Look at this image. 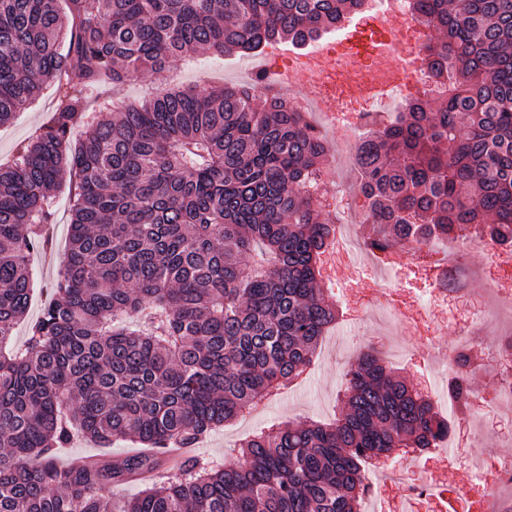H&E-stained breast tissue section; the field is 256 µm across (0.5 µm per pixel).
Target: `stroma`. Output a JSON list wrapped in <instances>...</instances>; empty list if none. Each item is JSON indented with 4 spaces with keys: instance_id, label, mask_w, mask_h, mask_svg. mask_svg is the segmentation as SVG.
Instances as JSON below:
<instances>
[{
    "instance_id": "obj_1",
    "label": "stroma",
    "mask_w": 512,
    "mask_h": 512,
    "mask_svg": "<svg viewBox=\"0 0 512 512\" xmlns=\"http://www.w3.org/2000/svg\"><path fill=\"white\" fill-rule=\"evenodd\" d=\"M266 50L247 56H219L200 52L188 60L173 62L169 68L170 83L184 88H215L224 85L250 86L256 101L276 92L272 83L257 82L253 71L272 64ZM56 104L53 89H46L34 104L20 109L16 118L0 126V162L11 161L17 144L29 137L46 122ZM330 175L337 185H344L348 195L343 202L344 220L336 224V233L330 249L336 258L351 264L352 275L347 282L332 285L329 294L339 310V318L323 337L306 371L279 395L263 400L255 411L224 425L197 444L195 453L215 464H231L238 447L253 433L279 423L293 425L313 420L329 422L342 411L344 375L359 354L375 349L384 364L397 375L432 398L440 414L446 415L453 429L461 434L458 444L448 445L446 452L461 479H469L472 468L479 463L512 453V417L497 413L496 399L501 389V375L495 363L484 362L469 374L470 395L468 405L461 406L442 395L454 374L444 359L431 355V346L445 347L458 333L467 329L481 305L492 304L494 294L488 287L490 258L480 248L469 249L463 259L452 267L438 285H431L426 276L408 269L386 272L377 264L364 259L351 246L352 240H366L369 206L358 191L359 175L348 158L330 154ZM70 201L67 188L56 193V214L52 246L37 254L34 260V288L27 314L14 331L15 347L25 344L28 324L34 321L52 298V285L66 255ZM397 289L413 293L430 310V336L413 332L397 336L395 315H383L381 306L367 312H352L345 300L346 294L364 289L380 292ZM128 440L114 441L111 447L77 438L62 448L56 461L66 464L77 457H102L118 461L135 452Z\"/></svg>"
}]
</instances>
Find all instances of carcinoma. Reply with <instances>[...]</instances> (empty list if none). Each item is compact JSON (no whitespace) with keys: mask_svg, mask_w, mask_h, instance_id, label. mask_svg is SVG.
I'll return each mask as SVG.
<instances>
[{"mask_svg":"<svg viewBox=\"0 0 512 512\" xmlns=\"http://www.w3.org/2000/svg\"><path fill=\"white\" fill-rule=\"evenodd\" d=\"M367 0H0V125L56 86L47 123L0 165V512H112L105 494L160 469L298 378L336 321L319 288L332 226L309 186L328 162L308 115L274 93L159 86L117 113L88 93L200 51L307 45ZM436 89L356 147L376 239L454 229L512 241V0H412ZM80 137H75L76 131ZM72 179L53 301L11 347L52 192ZM345 410L261 432L230 465L198 457L120 512H360L368 465L433 448L448 420L372 350ZM468 371L448 394L466 404ZM75 435L145 448L60 467Z\"/></svg>","mask_w":512,"mask_h":512,"instance_id":"cac0c4a2","label":"carcinoma"}]
</instances>
